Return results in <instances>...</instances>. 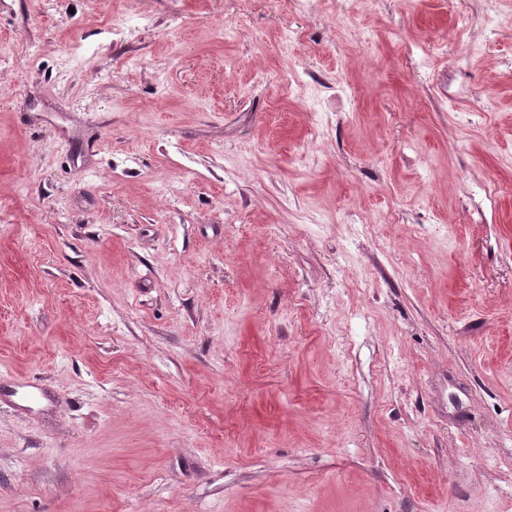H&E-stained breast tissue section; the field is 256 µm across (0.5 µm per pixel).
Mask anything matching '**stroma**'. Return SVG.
<instances>
[{"instance_id": "obj_1", "label": "stroma", "mask_w": 512, "mask_h": 512, "mask_svg": "<svg viewBox=\"0 0 512 512\" xmlns=\"http://www.w3.org/2000/svg\"><path fill=\"white\" fill-rule=\"evenodd\" d=\"M489 11L0 0V512H512ZM283 82L293 96L303 103L305 109L311 110V101L313 102L316 96L315 88L303 80L298 71H289L284 75Z\"/></svg>"}]
</instances>
